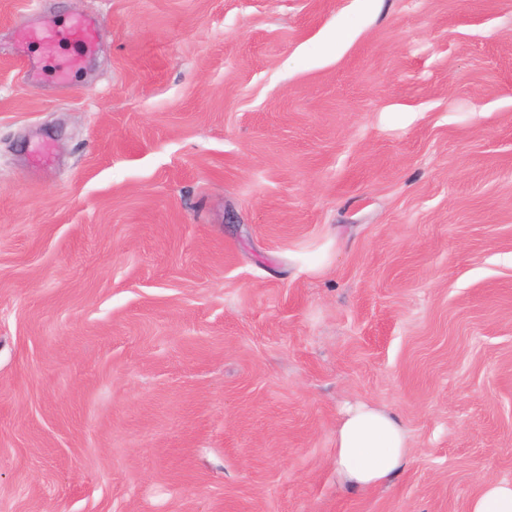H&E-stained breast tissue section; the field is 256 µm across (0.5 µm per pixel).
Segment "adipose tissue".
Instances as JSON below:
<instances>
[{
	"mask_svg": "<svg viewBox=\"0 0 512 512\" xmlns=\"http://www.w3.org/2000/svg\"><path fill=\"white\" fill-rule=\"evenodd\" d=\"M406 454L404 426L382 408H351L336 427V472L352 485L367 489L384 484L402 468Z\"/></svg>",
	"mask_w": 512,
	"mask_h": 512,
	"instance_id": "adipose-tissue-1",
	"label": "adipose tissue"
}]
</instances>
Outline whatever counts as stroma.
I'll return each instance as SVG.
<instances>
[{
	"label": "stroma",
	"instance_id": "stroma-1",
	"mask_svg": "<svg viewBox=\"0 0 512 512\" xmlns=\"http://www.w3.org/2000/svg\"><path fill=\"white\" fill-rule=\"evenodd\" d=\"M100 22L31 83L32 9ZM364 402L405 466L357 490ZM512 484V0H0V512H468ZM406 454L404 426L382 408H351L336 427V473L352 485L367 489L384 484L403 467Z\"/></svg>",
	"mask_w": 512,
	"mask_h": 512
}]
</instances>
